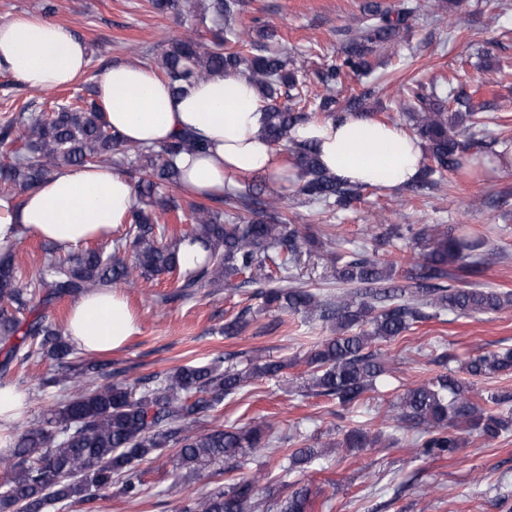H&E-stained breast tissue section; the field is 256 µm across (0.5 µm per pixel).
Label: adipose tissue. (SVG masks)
<instances>
[{"instance_id":"obj_1","label":"adipose tissue","mask_w":512,"mask_h":512,"mask_svg":"<svg viewBox=\"0 0 512 512\" xmlns=\"http://www.w3.org/2000/svg\"><path fill=\"white\" fill-rule=\"evenodd\" d=\"M87 65L85 43L64 24L31 16L0 23V73L27 87L72 84ZM96 97L123 143L157 146L185 130L206 140L205 153L178 161L189 195L218 197L244 177L279 180L288 169L262 132L264 102L246 77L216 74L177 94L156 70L115 63L99 79ZM292 137L313 143L321 165L350 184L399 188L414 183L424 164L418 139L365 117L306 123ZM135 203L132 184L112 166L62 167L22 200L0 198V248L33 234L64 249L106 239L128 221ZM136 331L124 298L109 287L76 301L66 326L87 353L117 349Z\"/></svg>"}]
</instances>
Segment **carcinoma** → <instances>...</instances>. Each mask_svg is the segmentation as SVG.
Wrapping results in <instances>:
<instances>
[{"label": "carcinoma", "mask_w": 512, "mask_h": 512, "mask_svg": "<svg viewBox=\"0 0 512 512\" xmlns=\"http://www.w3.org/2000/svg\"><path fill=\"white\" fill-rule=\"evenodd\" d=\"M153 6L160 12L184 13L189 20L157 60L173 91L180 93L214 74L247 77L266 103L263 134L273 144L287 147L297 171V192L305 202L345 210L358 199L362 187L329 174L315 147L295 141L291 131L314 120L318 112L335 120L364 112L372 91L349 98L339 109L330 94L320 97L312 112L282 106L277 99L283 94L299 102L306 99L305 81L279 53L244 51L247 46H258L255 36L270 39L274 33L264 27L236 26L239 0H153ZM407 20L404 10L393 12L377 3L367 4L362 27L345 49L343 62L317 72L326 90L334 88L345 69L355 74L370 71L367 56L373 45L390 39ZM207 22L219 30L209 43L202 41L199 30V24ZM448 84L446 80L412 93L413 102L404 113L411 135L425 143L428 151L430 163L423 166L421 186L435 184L443 173H458L470 164V146L458 138L456 128L481 106L466 94H456L453 101L463 111H447ZM34 106L31 100L18 115L0 123V146L13 154L11 160L0 162V186L7 193L21 198L62 166L107 164L112 153L120 150L134 182L137 204L111 252L97 246L73 258H50L39 276L31 279L13 251L0 255V345L4 351L0 378L35 356L62 364L75 354L70 339L46 321L43 308L103 286L131 285L174 272L175 291L161 297L163 302L189 296L205 285L241 288L258 284L253 298L260 300L259 308L301 314L330 327L333 335L305 353V388L342 406L357 403L374 389L377 379L389 371L390 359L381 344L396 341L415 324L442 312L491 314L512 307V293L451 284L461 274L482 273L490 251L489 239L466 224L417 228L386 219L387 231L374 236L377 245L424 248L405 275L414 285L412 290L394 284L395 263H382L361 253L351 255L336 269L340 282L358 286L354 291L322 299L302 287L273 288L270 283L286 265L297 266L315 235L309 226L288 217L285 198L266 189V181H245L226 190L221 198L211 199L209 205L189 202L184 206L173 196L162 198L161 190L181 188L178 157L205 151V142L182 133L159 146L126 145L112 133L96 103L69 104L24 116ZM160 211L176 213L189 229L167 238L166 227L159 226ZM188 239L202 242L207 256L193 271L184 272L178 251ZM127 248L134 253L130 264L120 256ZM250 315L248 305L224 324V334L239 333ZM434 362L445 372L397 396L388 415L393 430L416 432L414 444L430 457L451 455L464 447V438L456 433L461 427L489 441L512 431V415L502 416L474 402L480 395L474 380L512 374V349L469 358L462 369L464 378L448 369L447 354L438 355ZM284 368V362L265 357L249 359L242 369L233 363L222 371L213 364L187 365L139 392L122 383L87 387L72 381L69 393L48 409L42 423L25 428L10 454L0 457L5 476L0 485V512H48L59 504L89 505L98 492L114 485L122 495L136 499L144 494L145 483L135 463L171 446L178 448L179 465L191 469L201 485V493L185 512H262L263 470L219 485L220 472L210 470L207 463L266 455L271 443L266 428L245 424L196 432L193 426L224 400L239 395L247 382L276 377ZM380 442L381 433L351 427L342 430V439L334 447L363 450L377 448ZM321 456L323 449L304 441L284 459L288 468L302 469ZM314 499L312 489L303 485L280 497L276 506L279 512H312Z\"/></svg>", "instance_id": "1"}]
</instances>
